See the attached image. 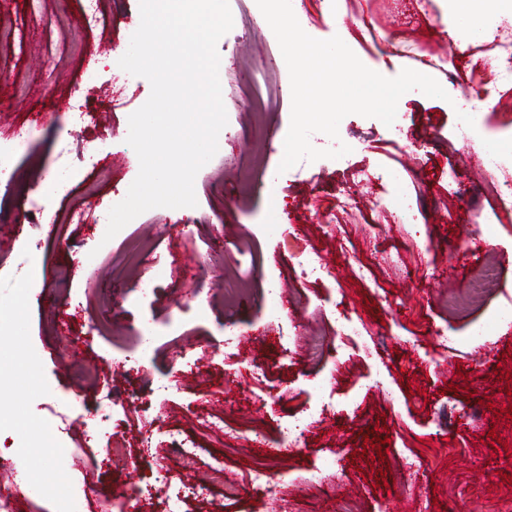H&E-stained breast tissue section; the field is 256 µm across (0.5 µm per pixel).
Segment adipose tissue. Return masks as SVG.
<instances>
[{
  "instance_id": "adipose-tissue-1",
  "label": "adipose tissue",
  "mask_w": 512,
  "mask_h": 512,
  "mask_svg": "<svg viewBox=\"0 0 512 512\" xmlns=\"http://www.w3.org/2000/svg\"><path fill=\"white\" fill-rule=\"evenodd\" d=\"M444 15L448 19V33L462 45L480 43L492 38L495 22L512 19V0H443ZM350 34H342L336 43L303 48L289 80V89L298 95L315 99L321 114L335 111L337 100L351 102L391 103L397 100L406 86H413L432 97H448L461 104L460 92L450 89L431 75L429 67L414 71L407 83H390L377 72L357 69L350 73L341 97L323 93L329 74L334 71L347 47L352 43ZM27 320V291L19 289L9 303L6 314L0 316V325L7 328L8 339L0 341V362L7 363L16 389L24 390L37 384L41 364L24 351L20 339L25 334ZM5 421L21 435L16 461L28 474L25 493L40 497L45 485L55 487V512H66L69 483L63 472V454L56 448L48 431L35 424L20 401L7 399L0 402Z\"/></svg>"
}]
</instances>
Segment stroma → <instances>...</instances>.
Returning a JSON list of instances; mask_svg holds the SVG:
<instances>
[{"mask_svg": "<svg viewBox=\"0 0 512 512\" xmlns=\"http://www.w3.org/2000/svg\"><path fill=\"white\" fill-rule=\"evenodd\" d=\"M0 0V25L15 30L16 46L5 60L10 75L0 78V137L19 124L33 128L21 177L40 184L42 169L67 161L72 183L83 187L92 170L78 154L63 155L60 142L102 136L125 143L129 116L149 98L151 86L129 77L126 97L113 104L104 90L112 83L110 59L125 54L140 24L139 0H123L112 25L83 33L70 19L80 0ZM234 25L218 43L220 82L228 124L224 148L198 172L195 207L148 210L126 233L157 235L158 267L154 296L140 299L139 271L110 274L123 248L121 239L102 243L98 215L112 207L115 193H127L139 170L135 152L112 166L81 224L54 228L40 217H22L18 227L0 223V303L9 302L24 278L20 251L40 241L41 280L28 293L26 346L41 358L40 386L22 393L7 387L27 413L48 428L64 448L70 484L90 483V512H115L117 494L155 484L164 465L172 488L196 485L200 494L189 512H336L351 498L355 512H499L512 500V325L493 314L512 300V216L498 213L478 190L480 153L459 131L452 101L410 88L395 103L400 124H391L380 104L340 107L335 128L311 119L316 103L289 95V50L278 30L255 23L259 0H229ZM341 15L368 19L373 33L357 34L351 59L375 69L394 51L401 68L384 69L390 82L404 81L446 47L437 0H343ZM294 24L311 45L336 40V25L319 0H306ZM489 52L488 43L447 50L433 62L435 79L467 88L472 66ZM98 74L83 84L84 70ZM78 91L89 115L70 111L69 94ZM266 105L269 130L292 138L298 150L291 163L270 151L263 167L276 183L272 190L241 196L235 190L233 161L252 138V108ZM420 144L414 165L406 155ZM303 165L293 177L294 165ZM371 174L351 186L359 209L339 215L336 234L324 236L307 208L312 197L329 202L350 171ZM394 171L420 187L416 221L396 223L390 213L371 208L369 197L399 191L398 181H375ZM317 252L334 266L335 280L300 286L293 257ZM367 265L364 278L351 269ZM99 269L88 281L85 268ZM246 278L248 294L235 307L216 297L203 300L205 317L184 304L183 292L199 278ZM276 286L273 302H263L259 285ZM190 320L183 334V357L171 362L159 350L145 369L114 371L113 359L126 353L97 323L119 328L153 317L164 320L177 308ZM353 319L361 333L340 350L337 368L310 360L309 340L328 335L336 320ZM443 329L438 345L429 327ZM483 327L491 338L472 346L471 332ZM266 373L255 378L254 365ZM126 390L127 410H116L107 432L93 441L85 434L101 398ZM58 394L74 408L58 418L46 407ZM311 426L299 447L281 448L279 430L299 417ZM223 420L218 430L206 422ZM152 434L150 447L138 444ZM388 438L386 460H378L365 437ZM195 445V463L184 467L172 447L177 437ZM128 452L106 455L112 438ZM224 477L240 493L224 496L209 482L215 458ZM329 460L333 481L312 484L308 469ZM261 467L285 472L288 487L277 499L250 487ZM385 482H377L378 468Z\"/></svg>", "mask_w": 512, "mask_h": 512, "instance_id": "obj_1", "label": "stroma"}]
</instances>
